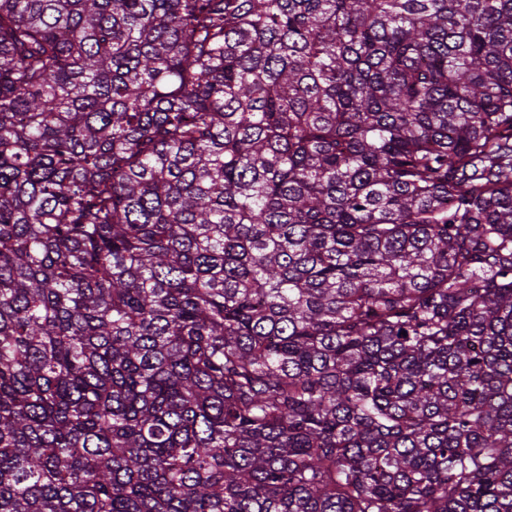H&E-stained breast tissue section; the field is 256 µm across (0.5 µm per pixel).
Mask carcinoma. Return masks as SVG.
Returning <instances> with one entry per match:
<instances>
[{
	"mask_svg": "<svg viewBox=\"0 0 512 512\" xmlns=\"http://www.w3.org/2000/svg\"><path fill=\"white\" fill-rule=\"evenodd\" d=\"M0 512H512V0H0Z\"/></svg>",
	"mask_w": 512,
	"mask_h": 512,
	"instance_id": "1",
	"label": "carcinoma"
}]
</instances>
